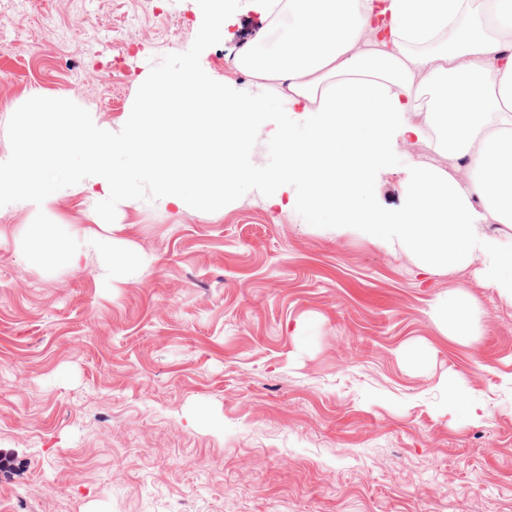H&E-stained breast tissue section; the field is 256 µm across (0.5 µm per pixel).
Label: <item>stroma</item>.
Instances as JSON below:
<instances>
[{
	"label": "stroma",
	"instance_id": "obj_1",
	"mask_svg": "<svg viewBox=\"0 0 512 512\" xmlns=\"http://www.w3.org/2000/svg\"><path fill=\"white\" fill-rule=\"evenodd\" d=\"M287 32L244 7L217 25L208 0L160 18L140 0H0V172L22 131L51 152L59 108L125 135L145 78L186 62L259 93L224 52L270 54ZM420 161L448 165L427 142L397 149L378 208L406 205ZM91 180L0 203V448L19 462L0 512H512V302L478 264L422 273L247 185L180 209L147 181L97 204ZM102 219L141 257L126 277L89 249L30 252L34 229L74 239ZM456 291L479 310L466 342L433 314Z\"/></svg>",
	"mask_w": 512,
	"mask_h": 512
}]
</instances>
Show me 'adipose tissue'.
Returning a JSON list of instances; mask_svg holds the SVG:
<instances>
[{"instance_id": "adipose-tissue-1", "label": "adipose tissue", "mask_w": 512, "mask_h": 512, "mask_svg": "<svg viewBox=\"0 0 512 512\" xmlns=\"http://www.w3.org/2000/svg\"><path fill=\"white\" fill-rule=\"evenodd\" d=\"M292 32L279 51L241 55L264 95L210 87L192 66L147 79L153 98L127 135L106 142L64 124L52 155L23 132L8 191L52 195L42 172L71 160L93 170L100 196L152 183L176 206L223 202L239 185L272 206L331 218L337 233L412 256L424 271L479 263L486 287L512 300V244L491 227L512 224V0H284ZM299 114L303 131L273 132L281 164L245 165L254 125L271 102ZM429 141L449 169L416 164L408 207L381 211L370 186L395 146ZM462 293L434 307L450 335L474 334Z\"/></svg>"}]
</instances>
